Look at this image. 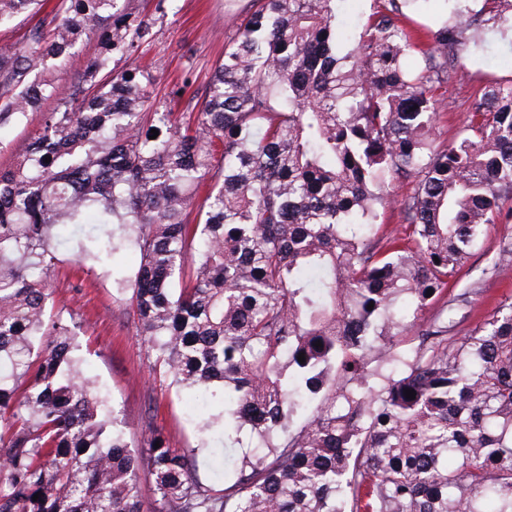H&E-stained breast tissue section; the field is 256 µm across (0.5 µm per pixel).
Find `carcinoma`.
Listing matches in <instances>:
<instances>
[{"instance_id":"1","label":"carcinoma","mask_w":512,"mask_h":512,"mask_svg":"<svg viewBox=\"0 0 512 512\" xmlns=\"http://www.w3.org/2000/svg\"><path fill=\"white\" fill-rule=\"evenodd\" d=\"M126 2L60 0L0 49V128L55 100L0 169V512H143L144 464L153 512H512V296L462 336L448 320L470 294L449 279L512 220V82L433 145L435 91L464 79L461 47L512 32V3L444 0L417 66L418 0H375L349 36L343 0H253L191 120L118 67L158 35ZM41 8L0 0V24ZM389 183L412 185L391 229ZM81 224L112 231L80 263L140 253L112 285L150 371L220 396L224 439L255 440L222 482L196 475L204 438L173 448L149 411L132 449L83 375L46 287Z\"/></svg>"}]
</instances>
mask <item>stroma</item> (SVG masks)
Listing matches in <instances>:
<instances>
[{
	"mask_svg": "<svg viewBox=\"0 0 512 512\" xmlns=\"http://www.w3.org/2000/svg\"><path fill=\"white\" fill-rule=\"evenodd\" d=\"M247 0H168L157 27L159 35L135 59L148 68L157 80L159 93H170L176 77L191 74L194 82L189 93L174 101L178 112L196 111L195 99L203 95L205 85L224 56L226 37L236 33L238 14ZM468 76L463 84L449 83L447 96L451 111L441 113L435 130L437 145H452L469 119L468 99L486 86L512 81V42L490 33L478 56L462 55ZM107 226L91 225L89 232L77 233L61 248V262L51 273L49 288L54 310L73 312L81 323L76 330L79 356L84 375L117 406L127 422V435L134 449H141L140 418L147 404H154L156 424L172 447L188 448L199 441V425L223 413L217 402L194 405L179 400L174 389L149 373L147 349L137 332L127 305L112 296L114 265L135 267L139 255L127 251L115 260L78 264L76 255L88 234L105 235ZM512 241V222L491 227L487 237L474 249L461 274V281L473 289L472 303L455 326L466 333L489 319L501 299L512 295V255L499 252L501 241ZM211 450L197 461L203 482H215L224 476V454L242 456L250 449L247 434H240L232 448H225L223 431L209 437Z\"/></svg>",
	"mask_w": 512,
	"mask_h": 512,
	"instance_id": "35a3bbf8",
	"label": "stroma"
}]
</instances>
